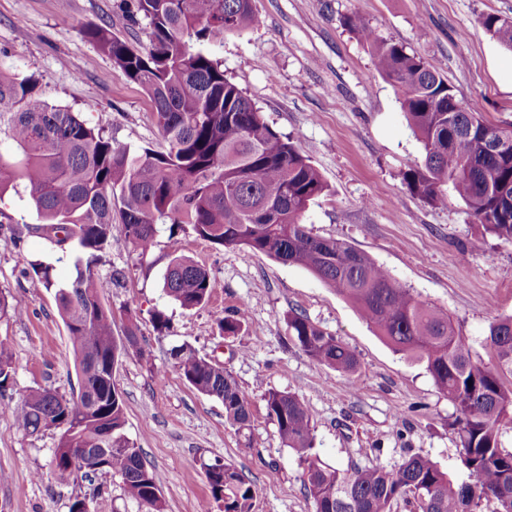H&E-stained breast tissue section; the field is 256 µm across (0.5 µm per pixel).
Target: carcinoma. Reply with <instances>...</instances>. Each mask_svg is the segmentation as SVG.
I'll use <instances>...</instances> for the list:
<instances>
[{"label":"carcinoma","mask_w":512,"mask_h":512,"mask_svg":"<svg viewBox=\"0 0 512 512\" xmlns=\"http://www.w3.org/2000/svg\"><path fill=\"white\" fill-rule=\"evenodd\" d=\"M143 18L150 47L136 49L102 27L84 34L150 97L165 151L116 146L76 112L49 101L32 75L0 68V201L27 193L38 223L27 230L62 248L82 249L76 277L58 289L60 316L75 354L78 391L70 396L44 387L1 403L23 431L59 435L55 475L77 480L99 466L121 478L125 494L146 512H164L155 473L124 433L125 408L112 382L119 357L132 348L144 358L137 326L125 341L113 336L112 309L102 301L110 282L96 271L112 249V213L121 240L143 253L157 225L185 224L219 246H240L286 265L303 267L349 301L394 351L427 364L453 407L456 433L470 481L457 482L431 460L406 458L388 470L379 464L340 470L314 449L311 412L295 393L269 391L264 399L284 445L304 465V486L316 512H512V451L501 447L512 426V316L490 323L487 344L494 363L473 356L468 338L448 312L419 299L368 255L335 238L312 234L303 223L309 206L327 191L320 172L289 139L274 131L243 91L224 74L212 46L254 22L251 0H135L131 21ZM346 24L373 43L376 69L401 91L402 108L422 146V161L404 174L424 201H445V187L467 206L475 222L512 243V131L485 123L460 102L448 82L402 45L378 39L358 15ZM494 38L512 48V22L482 18ZM167 294L185 308L207 302L216 280L185 258L164 275ZM244 315L221 319L237 335ZM294 344L314 362L350 379L358 359L335 335L299 313L288 315ZM175 368L198 392L224 405L227 422L242 432L250 400L224 367L189 347L173 351ZM11 347L0 340V384L12 369ZM213 498L224 512H252L255 489L236 468L205 466Z\"/></svg>","instance_id":"obj_1"}]
</instances>
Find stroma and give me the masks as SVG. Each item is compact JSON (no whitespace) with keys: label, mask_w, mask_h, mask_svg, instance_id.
Masks as SVG:
<instances>
[{"label":"stroma","mask_w":512,"mask_h":512,"mask_svg":"<svg viewBox=\"0 0 512 512\" xmlns=\"http://www.w3.org/2000/svg\"><path fill=\"white\" fill-rule=\"evenodd\" d=\"M254 23L226 35L213 51L224 72L269 126L291 138L326 181L327 195L305 215L315 235L343 240L368 254L402 287L447 310L472 352L492 363L490 323L512 316V244L483 234L465 204L449 196L432 205L414 195L404 173L421 145L401 108L400 91L381 75L373 45L345 23L357 14L377 38L416 53L443 76L457 99L488 124L512 126V50L483 28V16L512 21V0H253ZM102 26L130 45H149L146 21L130 22L123 0H0V65L35 76L49 99L78 112L116 144L166 150L148 95L85 28ZM0 292L22 311L0 318V339L13 370L0 395L29 388L71 393L78 386L72 345L56 291L76 276L77 244L66 249L29 233L36 221L26 194L0 202ZM186 257L217 282L211 299L182 308L164 291L171 261ZM51 266L55 286H30L32 267ZM123 279L105 293L113 331L129 323L148 360L122 355L113 380L125 407V434L157 476L164 512H220L204 467L220 460L252 481L253 512H315L304 466L269 417L266 391L298 394L314 424V451L334 468L377 463L394 468L419 455L457 481L469 473L448 426L453 408L426 363L388 346L355 307L310 271L260 252L222 247L191 228L158 227L153 247L122 244L97 271ZM247 322L235 336L218 322L239 308ZM297 312L339 337L356 354L353 378L322 367L289 336ZM168 320L156 331L155 314ZM186 345L223 363L251 400L249 430L224 419L223 403L191 387L174 366ZM55 433L31 436L0 416V512H70L87 499L91 512H145L120 477L99 474L62 482L53 474Z\"/></svg>","instance_id":"stroma-1"}]
</instances>
